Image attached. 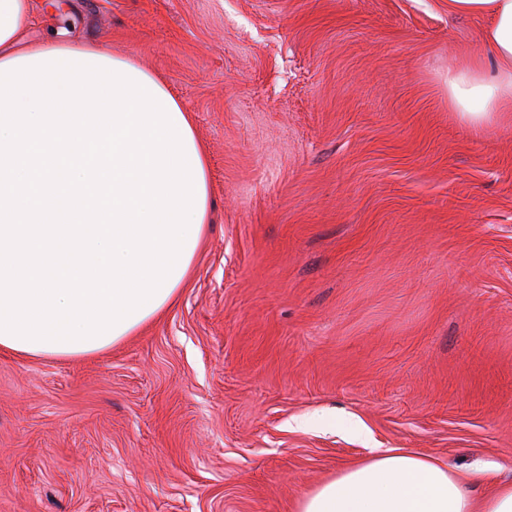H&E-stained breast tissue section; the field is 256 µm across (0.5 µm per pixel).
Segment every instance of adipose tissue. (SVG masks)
<instances>
[{
	"label": "adipose tissue",
	"mask_w": 512,
	"mask_h": 512,
	"mask_svg": "<svg viewBox=\"0 0 512 512\" xmlns=\"http://www.w3.org/2000/svg\"><path fill=\"white\" fill-rule=\"evenodd\" d=\"M448 11L487 19L489 56L448 61V105L461 124L479 129L512 118V0H448ZM33 0H0V63L51 52L25 39ZM297 512H512V482L474 499L446 466L387 449L308 493Z\"/></svg>",
	"instance_id": "1"
}]
</instances>
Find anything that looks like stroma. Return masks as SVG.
<instances>
[{"label": "stroma", "instance_id": "1", "mask_svg": "<svg viewBox=\"0 0 512 512\" xmlns=\"http://www.w3.org/2000/svg\"><path fill=\"white\" fill-rule=\"evenodd\" d=\"M448 0H61L39 41L190 112L213 210L175 303L84 358L0 353V512H296L378 451L512 480V122L448 108Z\"/></svg>", "mask_w": 512, "mask_h": 512}]
</instances>
